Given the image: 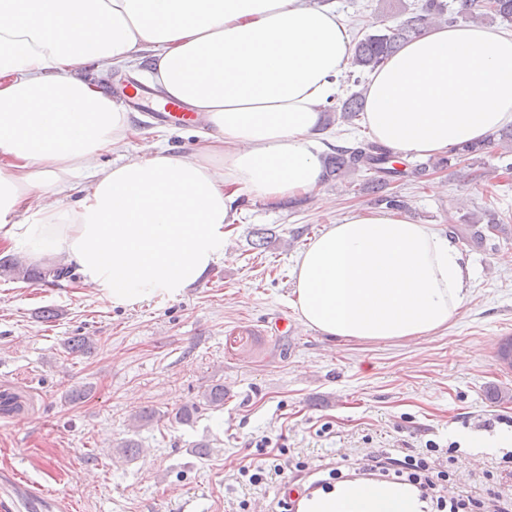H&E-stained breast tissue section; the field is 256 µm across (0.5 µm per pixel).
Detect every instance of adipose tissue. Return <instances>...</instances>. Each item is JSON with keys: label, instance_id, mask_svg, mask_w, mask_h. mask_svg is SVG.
I'll return each instance as SVG.
<instances>
[{"label": "adipose tissue", "instance_id": "adipose-tissue-1", "mask_svg": "<svg viewBox=\"0 0 512 512\" xmlns=\"http://www.w3.org/2000/svg\"><path fill=\"white\" fill-rule=\"evenodd\" d=\"M352 54L331 0H0V245L63 260L116 306L181 296L223 258L244 201L319 189L322 112ZM145 56L149 84L200 116V144L99 164L136 128L86 67ZM363 122L402 161L488 139L512 124V30L426 27L373 72ZM294 276L303 324L386 342L446 329L472 269L434 225L368 209L326 225ZM305 512L419 510L351 482Z\"/></svg>", "mask_w": 512, "mask_h": 512}]
</instances>
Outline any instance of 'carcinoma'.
Instances as JSON below:
<instances>
[{
  "instance_id": "cac0c4a2",
  "label": "carcinoma",
  "mask_w": 512,
  "mask_h": 512,
  "mask_svg": "<svg viewBox=\"0 0 512 512\" xmlns=\"http://www.w3.org/2000/svg\"><path fill=\"white\" fill-rule=\"evenodd\" d=\"M461 19L491 23L498 21L509 26L512 24V0H459L455 8L447 6L442 0H426L421 12L413 14L396 26L377 28L358 40L352 57V66L362 73L373 72L429 24L444 21L453 25ZM364 102L363 93L350 94L340 105L325 109L327 114L325 125L329 126L337 120L352 123L363 111ZM497 147L512 157V128L492 135L483 143L465 144L451 151L447 156L412 166L401 165L389 149L372 141L358 142L352 146L336 145L330 147L324 179L344 181L359 171H366L370 176L358 184L357 192L373 197L378 205L390 209L407 210L409 209L407 201L403 196L390 190L392 185L425 179L438 170L452 166V162L461 158L476 163L484 154ZM448 232L467 242L482 245L493 237L506 235L507 228L496 218L491 206L487 205L483 209V220L469 217L462 224L448 225ZM0 271L22 280L46 277L60 280L72 276L71 269L64 265L44 270L25 267L11 258L0 260ZM203 406L212 410L224 408V385H215L206 390L202 395V404L195 403L182 408L176 420L182 424L191 422Z\"/></svg>"
}]
</instances>
